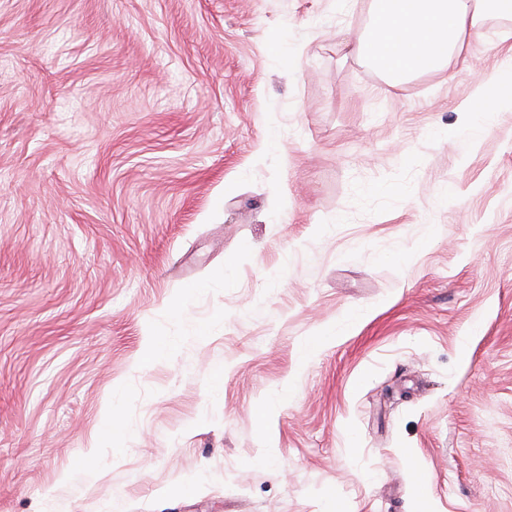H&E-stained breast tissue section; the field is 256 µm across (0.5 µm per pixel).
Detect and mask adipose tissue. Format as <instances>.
<instances>
[{
	"instance_id": "1",
	"label": "adipose tissue",
	"mask_w": 512,
	"mask_h": 512,
	"mask_svg": "<svg viewBox=\"0 0 512 512\" xmlns=\"http://www.w3.org/2000/svg\"><path fill=\"white\" fill-rule=\"evenodd\" d=\"M494 12L511 16L512 0H371L370 22L351 44L395 85L461 58ZM506 106H512V66L481 81L468 109L484 117Z\"/></svg>"
}]
</instances>
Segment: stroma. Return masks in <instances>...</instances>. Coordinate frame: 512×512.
I'll return each mask as SVG.
<instances>
[{"instance_id":"35a3bbf8","label":"stroma","mask_w":512,"mask_h":512,"mask_svg":"<svg viewBox=\"0 0 512 512\" xmlns=\"http://www.w3.org/2000/svg\"><path fill=\"white\" fill-rule=\"evenodd\" d=\"M368 21L0 0V512H512V18L395 88ZM504 106H512V54L508 68L497 70L478 84L468 109L477 117H485Z\"/></svg>"}]
</instances>
